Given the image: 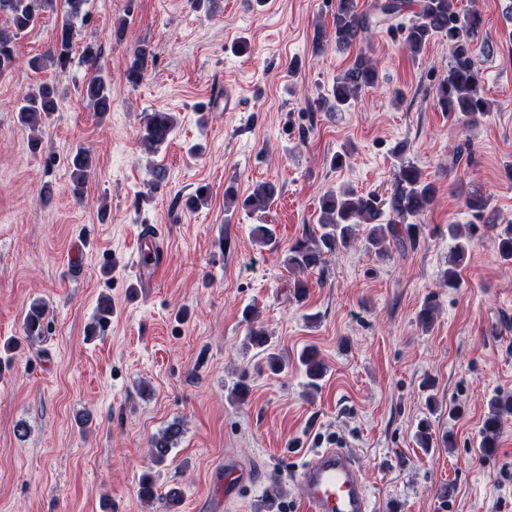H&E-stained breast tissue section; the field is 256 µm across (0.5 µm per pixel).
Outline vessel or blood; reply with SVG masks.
I'll list each match as a JSON object with an SVG mask.
<instances>
[{"instance_id": "1", "label": "vessel or blood", "mask_w": 512, "mask_h": 512, "mask_svg": "<svg viewBox=\"0 0 512 512\" xmlns=\"http://www.w3.org/2000/svg\"><path fill=\"white\" fill-rule=\"evenodd\" d=\"M168 263V253L156 239L139 245L135 269L142 287H152ZM252 481L250 471L236 458L224 460V497L214 501V512H223L227 501L240 498ZM304 512H370L368 494L356 460L344 447L316 452L298 474Z\"/></svg>"}]
</instances>
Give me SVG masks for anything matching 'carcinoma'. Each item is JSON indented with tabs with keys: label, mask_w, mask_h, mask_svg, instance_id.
<instances>
[{
	"label": "carcinoma",
	"mask_w": 512,
	"mask_h": 512,
	"mask_svg": "<svg viewBox=\"0 0 512 512\" xmlns=\"http://www.w3.org/2000/svg\"><path fill=\"white\" fill-rule=\"evenodd\" d=\"M85 3L86 0H64V19L56 34L52 54L53 60L62 68L70 61L72 22L83 14ZM50 5L52 0H0V11L7 13L11 21L7 28H0V75L12 70L16 64L15 40L21 33L34 27L40 19V11ZM410 12L413 18L410 25L405 27L403 43L412 54H420L436 37L448 40L451 61L447 74L436 87L440 108L450 118L477 123L488 109V102L481 95L482 80L472 50L482 25L480 13H461L456 0H417L415 3L411 0H375L369 10L360 9L358 0H336L330 39L336 49L347 50L373 28L385 24L390 30L396 28L398 21ZM152 57L154 52L149 45L136 46L127 69L130 83L137 84L142 80L148 59ZM377 82L378 72L371 59L359 56L349 68L336 76L332 94L320 98L318 108L324 112L347 108L358 100L362 92L375 87ZM85 94L97 112L104 114L110 110L112 93L110 83L103 74L98 73L88 81ZM55 110L56 90L54 86L44 84L37 92L23 97L18 108L19 120L33 131L42 117L49 116ZM175 127L176 119L171 113H150L139 136L141 145L150 151L161 148ZM395 154L400 161L393 189L387 197L374 192L359 194L352 189L342 192L329 190L321 196L318 224L288 246L285 263L289 269L300 272L323 269L326 256L347 248L360 224L367 227V249L380 256L388 254L386 242L389 240L404 250L416 247L423 232L420 217L433 203L435 187L424 178L418 167L403 158L404 148H398ZM71 168L75 193L80 196L92 169L89 154L83 150L75 152L71 158ZM278 193L275 183L262 182L244 198H238L231 187L225 190L224 195L228 207L256 211L269 207ZM466 205L476 222L469 224V234L463 240L459 239L455 226H450L456 244L448 267L442 271L441 280L443 285L451 289L460 285V271L469 256L479 223L496 231L500 258L503 263L512 264V224L496 223L495 215L488 209L487 198L478 189L467 194ZM385 214L388 220L382 224L380 220ZM44 315L42 303L30 305L24 320L26 335H42ZM299 362L305 367L310 385H317L323 376V365L316 352L304 350ZM506 414H512V395L492 398L479 443L482 452L487 453L497 447ZM180 435V424L174 422L153 437L150 441L152 461L156 464L166 462Z\"/></svg>",
	"instance_id": "cac0c4a2"
}]
</instances>
